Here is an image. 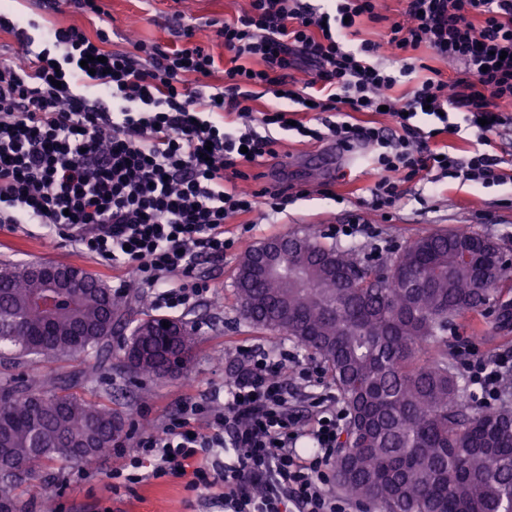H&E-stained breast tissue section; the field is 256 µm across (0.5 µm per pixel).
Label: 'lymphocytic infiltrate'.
<instances>
[{"label": "lymphocytic infiltrate", "mask_w": 512, "mask_h": 512, "mask_svg": "<svg viewBox=\"0 0 512 512\" xmlns=\"http://www.w3.org/2000/svg\"><path fill=\"white\" fill-rule=\"evenodd\" d=\"M377 0H249L217 35L228 67L222 90L206 82L216 62L192 43L169 49L134 42L111 50L107 29L0 14L17 43L0 58V224H42L83 253L132 270L154 302L183 308L210 291L199 260L223 261L245 240L232 220L257 210L286 211L297 196L284 186L254 188L249 171L278 158L272 128L342 151L367 149L371 209L391 214L406 183L442 179L484 185L507 180L493 134L512 125V0H404L381 39L361 37L362 20L380 21ZM430 47L461 63L448 81L419 75L410 54ZM91 59L90 67L80 62ZM268 96L265 109L255 103ZM386 109L389 125L361 123ZM463 116L454 123L450 114ZM468 132L460 156L431 148L441 133ZM463 366L496 399L512 357L487 361L472 346ZM296 357L244 349L224 385V403H185L180 415L135 444L133 468L150 477L192 471L203 489L212 466L224 485V512H346L330 493L345 413L316 393L299 421L283 373ZM205 428H195L198 419ZM314 451L297 453L300 437ZM234 458L217 460V449Z\"/></svg>", "instance_id": "lymphocytic-infiltrate-1"}]
</instances>
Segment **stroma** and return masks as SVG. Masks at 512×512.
<instances>
[{
    "label": "stroma",
    "instance_id": "obj_1",
    "mask_svg": "<svg viewBox=\"0 0 512 512\" xmlns=\"http://www.w3.org/2000/svg\"><path fill=\"white\" fill-rule=\"evenodd\" d=\"M248 6V0H104L112 19V48L129 49L127 24L133 18L141 21L140 39L169 48L178 43L177 30L191 24L195 42L219 61L224 58V45L211 20L232 16ZM326 151L323 144L287 141L280 158L262 167V184L304 187L310 195L289 206L272 224L263 223L261 213H252L256 227L248 246L275 236L308 233L329 245L333 242L331 225L360 224L366 231L353 242L359 262L386 266L400 248L418 236L465 227L492 239L512 256V183L486 187L448 180L433 190L409 183L401 204L386 216L363 201L362 190L371 181L366 157H358L350 165L324 163L320 157ZM332 191L343 196V203L329 199ZM240 257V252H230L223 264H202L200 270L211 286L209 295L172 313L197 332V344L183 375L161 379L134 376L123 367V352L116 348L111 377L101 378L94 388L76 386L78 395L105 400L122 412V436L109 455L99 458L90 475L78 474L73 464L56 465L45 469L37 480L22 484L16 491L20 512H45L49 505L54 512H224L223 500L190 491L188 479L162 477L133 484L122 477L113 478L112 473L125 468L136 439L156 424L178 416L184 401L205 403L223 397L224 382L236 373L241 349L274 345V338L250 326L240 311L235 295ZM1 263L75 265L99 274L108 286L125 285L126 295L144 293L134 284L130 271L83 254L71 243L50 240L36 224L15 229L0 226ZM477 323L483 334H473ZM448 340L454 346L471 343L486 358L512 352V331L497 332L490 320L471 313L456 319Z\"/></svg>",
    "mask_w": 512,
    "mask_h": 512
}]
</instances>
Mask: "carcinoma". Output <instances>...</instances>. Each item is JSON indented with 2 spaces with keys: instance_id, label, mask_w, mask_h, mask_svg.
Returning <instances> with one entry per match:
<instances>
[{
  "instance_id": "cac0c4a2",
  "label": "carcinoma",
  "mask_w": 512,
  "mask_h": 512,
  "mask_svg": "<svg viewBox=\"0 0 512 512\" xmlns=\"http://www.w3.org/2000/svg\"><path fill=\"white\" fill-rule=\"evenodd\" d=\"M288 262L305 266L295 283L267 278L255 247L241 258L235 291L241 313L259 330L305 347L331 372L349 420L334 463L336 485L379 512H512V404L470 405L461 373L448 359V324L494 310V328L512 330V264L497 243L471 231L431 232L407 243L384 269L358 266L354 250L313 234L280 236ZM77 303L53 296L56 316L32 299L41 284L25 265L0 273V360L78 358L83 375L112 372V321L131 300L85 273ZM171 334L164 335L163 322ZM195 332L180 319L134 321L125 351L130 371L160 377L165 358L188 363ZM120 413L70 391L49 375L31 384L0 377V436L13 465L0 468V494L15 490L45 463H81L109 453ZM94 436L76 454L65 444Z\"/></svg>"
}]
</instances>
